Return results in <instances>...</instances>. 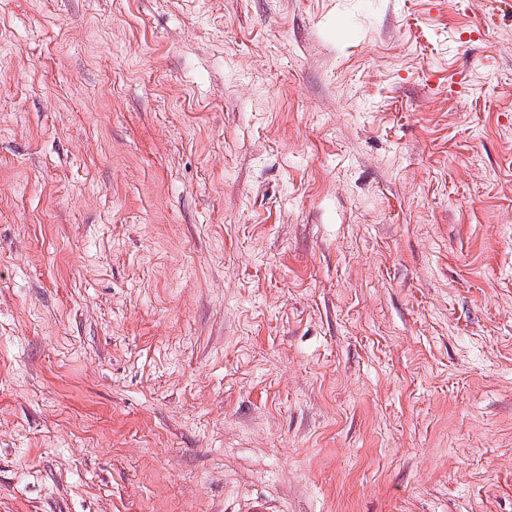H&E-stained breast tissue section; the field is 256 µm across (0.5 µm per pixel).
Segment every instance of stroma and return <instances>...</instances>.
<instances>
[{
    "label": "stroma",
    "instance_id": "stroma-1",
    "mask_svg": "<svg viewBox=\"0 0 512 512\" xmlns=\"http://www.w3.org/2000/svg\"><path fill=\"white\" fill-rule=\"evenodd\" d=\"M512 11L0 0V512H512Z\"/></svg>",
    "mask_w": 512,
    "mask_h": 512
}]
</instances>
